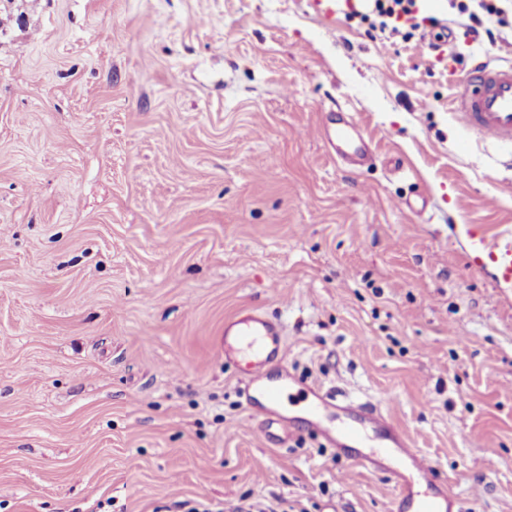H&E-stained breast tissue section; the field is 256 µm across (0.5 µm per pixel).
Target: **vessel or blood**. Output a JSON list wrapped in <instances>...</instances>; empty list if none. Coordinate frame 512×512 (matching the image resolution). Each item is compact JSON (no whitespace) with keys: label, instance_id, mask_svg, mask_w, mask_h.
<instances>
[{"label":"vessel or blood","instance_id":"obj_1","mask_svg":"<svg viewBox=\"0 0 512 512\" xmlns=\"http://www.w3.org/2000/svg\"><path fill=\"white\" fill-rule=\"evenodd\" d=\"M457 115L469 136L512 152V61L476 64L459 82ZM324 133L336 155L363 166L372 159L369 140L351 113L336 111ZM472 262L492 263L500 284L512 288V241L485 246L472 241ZM224 358L245 360L247 378L241 393L259 435L285 442L307 430L329 447L371 472L385 476L393 488L391 512H462L454 494L431 461L411 447L404 432L371 402L307 382L285 362V328L252 309L224 325ZM301 393L300 416L280 413L284 392Z\"/></svg>","mask_w":512,"mask_h":512}]
</instances>
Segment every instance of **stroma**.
Masks as SVG:
<instances>
[{"label":"stroma","mask_w":512,"mask_h":512,"mask_svg":"<svg viewBox=\"0 0 512 512\" xmlns=\"http://www.w3.org/2000/svg\"><path fill=\"white\" fill-rule=\"evenodd\" d=\"M417 16L388 39L371 0H0V512H388L382 475L257 433L220 345L245 307L469 512H512V288L463 234L512 231V161L452 104L512 25ZM339 107L362 169L319 133Z\"/></svg>","instance_id":"1"}]
</instances>
